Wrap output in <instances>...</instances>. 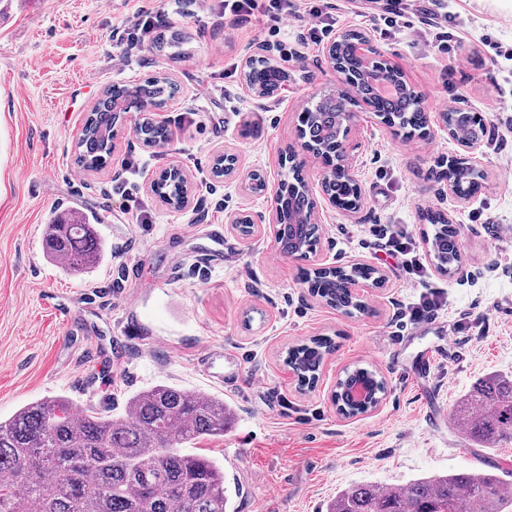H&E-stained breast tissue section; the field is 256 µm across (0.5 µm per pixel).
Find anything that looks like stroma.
<instances>
[{"mask_svg":"<svg viewBox=\"0 0 512 512\" xmlns=\"http://www.w3.org/2000/svg\"><path fill=\"white\" fill-rule=\"evenodd\" d=\"M317 2L335 31L371 33L403 68L422 93L428 135L408 138L359 113L348 140L361 208L320 210L318 245L295 260L276 257L267 224L245 237L230 218L265 211L250 175L284 178L279 157L297 146L299 113L338 86L322 46L305 39L308 0H295L298 14L277 37L264 17L234 31L219 0H183L163 31L183 44L144 43L126 65L113 27L168 0H0V420L56 395L119 413L133 393L160 383L223 398L231 424L194 451L223 467L229 512H326L352 486L398 488L476 469L483 457L492 474L512 481V442L488 451L454 424L434 431L404 373L441 336L454 340L455 356L438 362L430 380L450 413L478 380L512 375V0H438L430 14L409 11L379 31L371 23L378 0ZM439 29L452 36L444 50L432 40ZM257 41L286 54L280 96L243 90L244 50ZM161 74L178 86L160 110L169 143L144 146L130 112L114 127L105 165L80 168L82 126L103 91ZM459 106L485 126L473 160L483 180L470 197L448 190L446 161L462 149L441 115ZM191 109L200 119L193 127ZM225 154L237 159L234 176L214 173ZM172 166L190 185L180 210L150 188ZM124 186L148 223L126 209ZM72 210L105 246L103 261L82 275L63 271L42 248L50 220ZM429 213L457 227L463 273L432 269L419 279L389 251V225L418 239ZM211 224L224 227L220 263L206 257ZM359 263L386 276L383 287L359 285L364 310L334 309L309 294L307 272ZM426 288L442 289L446 304L416 323L407 307ZM131 322L137 333H128ZM315 337L331 338L335 349L316 388L302 391L285 358ZM357 366L375 370L386 392L378 410L348 418L330 394Z\"/></svg>","mask_w":512,"mask_h":512,"instance_id":"obj_1","label":"stroma"}]
</instances>
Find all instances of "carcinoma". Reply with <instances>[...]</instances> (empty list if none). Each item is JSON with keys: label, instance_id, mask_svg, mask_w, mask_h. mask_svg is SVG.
Masks as SVG:
<instances>
[{"label": "carcinoma", "instance_id": "carcinoma-1", "mask_svg": "<svg viewBox=\"0 0 512 512\" xmlns=\"http://www.w3.org/2000/svg\"><path fill=\"white\" fill-rule=\"evenodd\" d=\"M359 32L351 30L337 49L339 59L352 76L356 95L376 102L387 125L406 135L425 134L426 121L419 101L402 91L380 99L370 82L359 73L350 53ZM254 84L272 91L288 80L265 63L250 73ZM126 94L137 102L161 106L175 94L171 83L151 77L131 88L112 85L106 98ZM343 94L325 99L305 124V137L315 147L331 148L345 136L346 109ZM114 116L104 105L86 117L83 137L77 143V163L86 170L103 166L112 149ZM448 127L466 138L483 135V123L473 112L448 111ZM288 208L300 217L308 210L307 195L299 173L290 170ZM336 205L348 209L356 191L345 183L328 186ZM433 232L423 238L434 258L451 267L458 260L455 235L440 214L425 217ZM316 224L288 225L284 246L310 253L318 244ZM43 249L47 257L70 273L84 274L103 259V247L94 225L72 211L46 227ZM374 278L372 268L316 272L307 275L311 292L347 312L361 309L357 298L343 287L348 276ZM334 350L327 337L295 346L289 359L315 382L326 355ZM355 384L385 391L377 373L353 369L349 379L338 380L336 391L348 413H361L348 394ZM232 412L224 399L172 385L159 384L130 396L125 411L112 414L89 407L77 414L70 401L48 397L0 420V512H228L231 492L224 485V469L215 461L182 452L204 438L224 435ZM454 422L480 446L492 449L512 441V379L492 375L476 383L457 406ZM328 512H512V495L503 481L491 474L472 471L419 478L394 489L362 484L341 491Z\"/></svg>", "mask_w": 512, "mask_h": 512}]
</instances>
